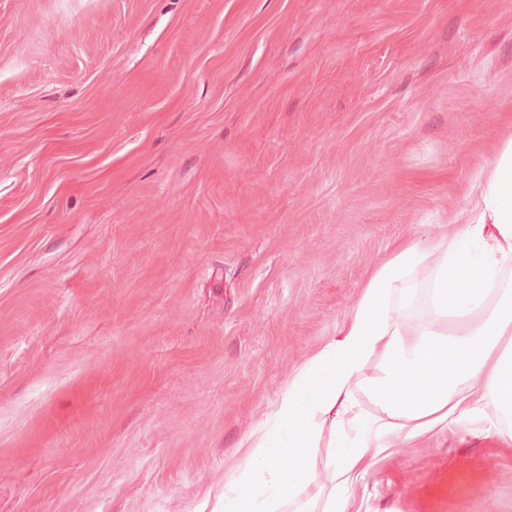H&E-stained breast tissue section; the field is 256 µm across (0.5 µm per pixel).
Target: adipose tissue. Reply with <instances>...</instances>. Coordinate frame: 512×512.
Returning a JSON list of instances; mask_svg holds the SVG:
<instances>
[{
	"label": "adipose tissue",
	"mask_w": 512,
	"mask_h": 512,
	"mask_svg": "<svg viewBox=\"0 0 512 512\" xmlns=\"http://www.w3.org/2000/svg\"><path fill=\"white\" fill-rule=\"evenodd\" d=\"M448 242L396 241L364 284L352 313L300 366L265 419L244 436L243 472L224 486L220 512H275L310 493L323 512H348V491L373 459L399 442L466 426L494 407L512 418V138L458 212ZM432 265L430 293L443 321L422 331L394 317L392 302ZM381 368L366 416L353 382L365 362ZM331 429L332 486L316 481L311 450Z\"/></svg>",
	"instance_id": "adipose-tissue-1"
}]
</instances>
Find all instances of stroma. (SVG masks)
<instances>
[{"instance_id":"obj_1","label":"stroma","mask_w":512,"mask_h":512,"mask_svg":"<svg viewBox=\"0 0 512 512\" xmlns=\"http://www.w3.org/2000/svg\"><path fill=\"white\" fill-rule=\"evenodd\" d=\"M510 138L512 0H0V512H214ZM511 429L388 449L349 512H512Z\"/></svg>"}]
</instances>
